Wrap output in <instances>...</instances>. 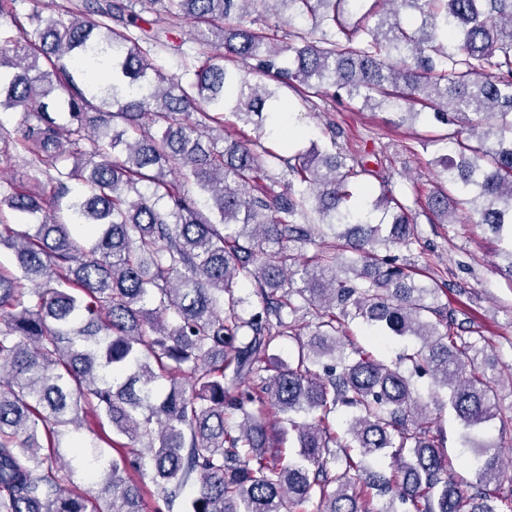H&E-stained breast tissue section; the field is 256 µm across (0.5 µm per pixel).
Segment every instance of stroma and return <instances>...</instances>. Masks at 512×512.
Instances as JSON below:
<instances>
[{
  "label": "stroma",
  "instance_id": "1",
  "mask_svg": "<svg viewBox=\"0 0 512 512\" xmlns=\"http://www.w3.org/2000/svg\"><path fill=\"white\" fill-rule=\"evenodd\" d=\"M279 95L282 103L289 105L290 123L299 132L298 137L282 145L284 155L291 156L314 145L329 148L326 125L332 122L343 132L340 146L350 155L365 157L372 171L367 185L378 186L384 176L396 191L422 200L437 186L435 160L446 153L454 126L434 121L402 123L391 112L366 109L348 99L328 102L326 111L318 112L294 89L280 88ZM414 216L418 245L409 250L395 248L391 254L417 275L429 276L460 291L458 317L475 334L485 337L486 346L479 361L488 373L501 379L495 408L512 413V277L505 272V254L512 249V242L498 239L486 225L474 223L465 205L458 206L450 224L430 223L420 207ZM344 336L346 342L365 347L389 365L419 344L415 338L378 340L372 328L358 320L346 323ZM417 386L425 401L438 411L449 472L457 478L473 480L475 454L448 406L447 390H432L426 377L418 379Z\"/></svg>",
  "mask_w": 512,
  "mask_h": 512
}]
</instances>
